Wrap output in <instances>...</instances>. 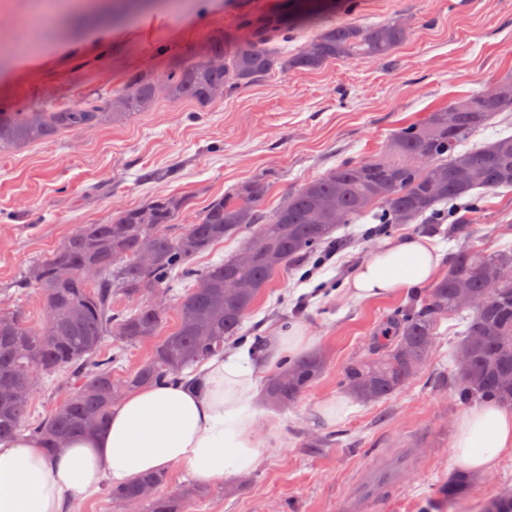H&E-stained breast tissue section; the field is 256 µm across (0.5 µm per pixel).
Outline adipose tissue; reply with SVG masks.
Here are the masks:
<instances>
[{"label":"adipose tissue","mask_w":512,"mask_h":512,"mask_svg":"<svg viewBox=\"0 0 512 512\" xmlns=\"http://www.w3.org/2000/svg\"><path fill=\"white\" fill-rule=\"evenodd\" d=\"M442 252L426 236L385 242L352 277L355 299L384 298L434 281ZM249 346L212 355L175 382L140 387L113 406L107 424L46 454L27 433L0 439V512H63L103 481L179 467L201 482L251 471L281 447L277 425L259 432L265 414ZM512 459V408L496 403L464 410L454 422L451 461L481 474Z\"/></svg>","instance_id":"1"}]
</instances>
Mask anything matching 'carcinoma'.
Listing matches in <instances>:
<instances>
[{"label":"carcinoma","instance_id":"1","mask_svg":"<svg viewBox=\"0 0 512 512\" xmlns=\"http://www.w3.org/2000/svg\"><path fill=\"white\" fill-rule=\"evenodd\" d=\"M354 5L355 0H308L290 10L285 0L267 15L247 14L239 28L248 36L213 37L206 57L181 62L163 82L148 74L133 76L113 97L117 107L87 97L30 117L0 108V151L122 120L148 108L161 92L205 105L254 84L277 65L283 70L318 69L336 58H382L404 41L406 27L399 21L369 28L347 21ZM333 10L342 18L309 38L298 53L279 55L275 43L288 41L311 17ZM510 109L512 75L398 128L381 155L338 164L288 194L269 216L260 209L267 186L253 180L212 201L184 227L174 224L187 204L182 196L121 210L106 224L79 225L20 279L24 287L39 292L41 325H28L18 310H0V438L26 427L52 451L88 432V422L102 426L125 392L177 378L222 350L225 340L239 335L246 311L276 273L336 243L332 235L340 225L354 223L376 206L380 211L374 219L386 228L420 218L434 231L445 216L437 205L470 196L476 209L483 192L512 188V135L457 151L496 113ZM252 224L258 228L249 238V258L236 254L203 269L192 267L197 254ZM504 265L512 266V247L455 252L448 271L429 293L414 294L386 318V328L373 336L368 355L343 369L342 387L367 404L401 391L427 359L441 320L458 317L466 325L453 357L466 356L469 365L463 372L454 368L440 373L439 384L462 404L512 406V279L492 295L487 288ZM176 280L191 282L177 303L176 329L134 374L113 379L112 363L122 353H110L108 339L133 346L158 336L164 322L161 301ZM229 282L243 289L227 293ZM146 294L158 301H144L127 314L115 310L118 300ZM324 364L319 354L284 362L267 383V403L280 407L295 402L321 377ZM55 374L66 380L67 396L46 417L29 422L41 381ZM166 481L163 473L146 474L110 489L109 495L123 512L132 507L137 512H183L185 500L203 499L211 492L196 483L177 495L161 494L158 489ZM469 486L467 476L457 475L440 486L428 508L458 502ZM481 512H512V492L489 499Z\"/></svg>","mask_w":512,"mask_h":512}]
</instances>
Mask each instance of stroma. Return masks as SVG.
Wrapping results in <instances>:
<instances>
[{"instance_id": "1", "label": "stroma", "mask_w": 512, "mask_h": 512, "mask_svg": "<svg viewBox=\"0 0 512 512\" xmlns=\"http://www.w3.org/2000/svg\"><path fill=\"white\" fill-rule=\"evenodd\" d=\"M0 0V66L12 69L28 47L41 48V67L0 84V105L15 112L60 109L83 97L118 93L135 73L164 79L170 64L200 52L211 37L238 30L241 15L280 0ZM355 24L399 20L405 41L372 60L341 58L321 69L274 70L261 81L201 106L159 95L145 111L81 132L0 152V308L21 310L32 326L42 312L34 289L19 287L24 270L48 256L80 224H104L123 209L156 197L181 195L179 225L193 223L214 200L261 179L263 213L303 183L344 161L380 154L394 131L491 88L512 75V0H360ZM471 232L432 238L445 254L462 247L496 251L512 246V189L484 194L469 213ZM365 217L340 229L329 260L276 274L243 320L244 336L268 340L292 325L316 339L325 356L322 377L294 404L270 409L285 444L250 472L211 483L210 496L184 512H340L363 469L381 455L414 451L425 466L410 485L392 488L369 512H422L453 474V423L463 407L436 387L452 368V348L464 328L442 320L416 378L374 404L355 402L336 424L315 423L325 398L344 395L343 368L367 355L379 324L405 305L409 292L368 300L351 297L345 281L383 241L423 232L420 223L376 232ZM329 443L311 453L312 437ZM512 490V461L473 478L466 512Z\"/></svg>"}]
</instances>
